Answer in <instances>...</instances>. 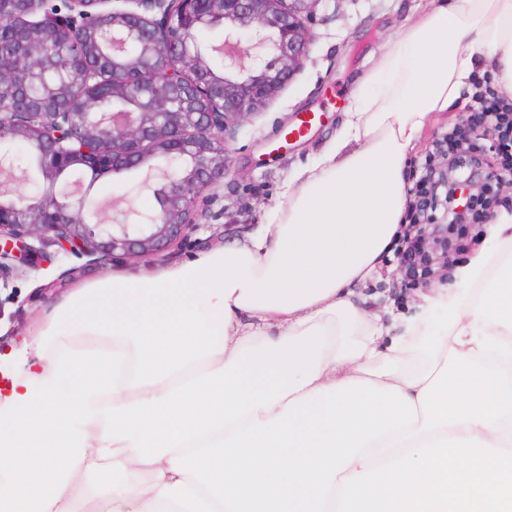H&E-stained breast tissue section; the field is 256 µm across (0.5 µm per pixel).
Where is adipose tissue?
Segmentation results:
<instances>
[{
	"instance_id": "obj_1",
	"label": "adipose tissue",
	"mask_w": 512,
	"mask_h": 512,
	"mask_svg": "<svg viewBox=\"0 0 512 512\" xmlns=\"http://www.w3.org/2000/svg\"><path fill=\"white\" fill-rule=\"evenodd\" d=\"M482 60L512 95V0H432L249 244L55 305L0 382V512H512V213L414 314L352 291Z\"/></svg>"
}]
</instances>
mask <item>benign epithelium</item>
Wrapping results in <instances>:
<instances>
[{
  "mask_svg": "<svg viewBox=\"0 0 512 512\" xmlns=\"http://www.w3.org/2000/svg\"><path fill=\"white\" fill-rule=\"evenodd\" d=\"M318 0H29L23 18L0 10V28L46 40L76 32L68 91L34 92L29 67L0 95V170L20 169L12 148L30 146L49 191L0 192V279L38 270L32 241L95 263L156 259L197 228L206 193L224 185L226 133L264 108L303 70ZM224 26L221 47L200 33ZM147 168L152 209L105 224L72 183Z\"/></svg>",
  "mask_w": 512,
  "mask_h": 512,
  "instance_id": "obj_1",
  "label": "benign epithelium"
}]
</instances>
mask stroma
Here are the masks:
<instances>
[{
	"label": "stroma",
	"instance_id": "stroma-1",
	"mask_svg": "<svg viewBox=\"0 0 512 512\" xmlns=\"http://www.w3.org/2000/svg\"><path fill=\"white\" fill-rule=\"evenodd\" d=\"M429 8L430 0H319L303 71L267 107L228 132L232 163L197 230L158 260L85 266L57 254L41 260L38 271L10 276L0 290V368H11L10 354L30 342L54 305L73 290L112 274H149L224 245L249 243L285 188L293 185L297 171L318 161L332 144L361 76L404 27ZM469 105L465 98L455 109L435 114L411 152V165L421 163L434 141L460 123ZM311 112L320 113V121L303 137L287 139L301 114ZM145 175L141 169L101 178L96 198L103 211L149 209L152 197L141 188ZM397 267V257L384 259L368 286L379 293L381 305L408 315L420 290L400 287Z\"/></svg>",
	"mask_w": 512,
	"mask_h": 512
}]
</instances>
